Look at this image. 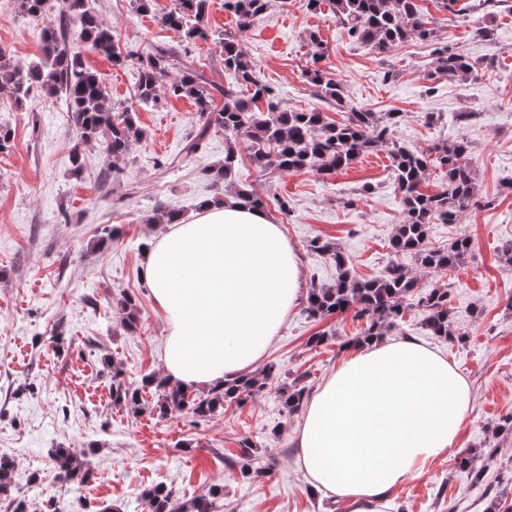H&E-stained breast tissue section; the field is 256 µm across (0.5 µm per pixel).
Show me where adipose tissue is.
Returning a JSON list of instances; mask_svg holds the SVG:
<instances>
[{"mask_svg":"<svg viewBox=\"0 0 512 512\" xmlns=\"http://www.w3.org/2000/svg\"><path fill=\"white\" fill-rule=\"evenodd\" d=\"M143 275L166 320L164 372L184 387L256 369L303 294L279 225L232 199L167 225ZM472 406L464 376L417 339L370 343L306 403L297 465L346 512H395L398 489L454 447Z\"/></svg>","mask_w":512,"mask_h":512,"instance_id":"1","label":"adipose tissue"}]
</instances>
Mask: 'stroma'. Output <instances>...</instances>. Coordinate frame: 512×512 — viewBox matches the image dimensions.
<instances>
[{"instance_id":"35a3bbf8","label":"stroma","mask_w":512,"mask_h":512,"mask_svg":"<svg viewBox=\"0 0 512 512\" xmlns=\"http://www.w3.org/2000/svg\"><path fill=\"white\" fill-rule=\"evenodd\" d=\"M178 0H155L142 13L135 0H94L120 46L146 55L171 50V76L191 68L219 87L234 85L214 37L237 30L224 0H211L205 25L210 41H185L160 23ZM437 32L436 42L411 38L387 51L352 39L329 6L308 9L307 0H271L252 22L241 47L258 65L260 80L295 110L319 109L329 119L343 113L327 107L305 73L311 68L309 32L326 47L322 68L340 80L354 106L398 112L396 141L423 150L441 140L470 144L479 208L460 223L429 224L427 239L447 247L470 236L472 254L441 274L417 267L408 255H393L389 240L403 219L402 193L386 152L357 159L333 174L311 170L261 171L242 156L237 182L262 197L265 212L298 253L305 286L329 285L336 265L311 253L316 237L336 243L354 273L384 274L391 262L415 272L420 284H449L448 310L464 341L431 336L425 309L409 306L392 335L411 336L437 351L468 380L474 404L452 450L408 478L398 512H487L495 491L512 489V433L502 430L512 414V267L499 259L500 244L512 239V0H458L457 12L437 0H419ZM40 21L15 0H0V52L20 66L41 55ZM66 38L83 66L96 72L113 103L134 104L135 63L118 65L80 42ZM445 43L479 61L477 78L448 79L436 73L435 43ZM439 113L427 126L423 115ZM460 112L475 113L467 125ZM144 138L119 160L96 144L81 143L64 95L38 93L29 107L0 99V126L12 134L0 152V456L14 460V485L0 493V512L24 502L43 512L55 500L62 512H99L116 505L139 512L142 493L163 484L182 500L213 494L212 512H345L342 505L312 492L296 465L292 435L300 413H288L277 387L245 404H224L211 417L186 412L158 417L146 395V411L112 404L113 370L128 384L162 375L166 321L144 281L142 245L164 232L148 223L157 210L188 219L202 201L223 197L224 186L202 169L223 161L224 132L212 128L202 147L185 146L197 127L193 100L166 98L138 112ZM80 150L81 176H73L71 152ZM292 211L283 215L279 201ZM120 227L109 250L94 251L104 226ZM136 303L138 326L128 331L116 310L122 297ZM365 323L354 311L320 320L292 308L267 353L280 384L314 392L342 360L352 356L348 338ZM326 341L311 345L310 337ZM254 447L251 478L232 465L242 440ZM77 448L87 454L93 478L59 480L48 452ZM469 456L485 471L476 478L461 469Z\"/></svg>"}]
</instances>
